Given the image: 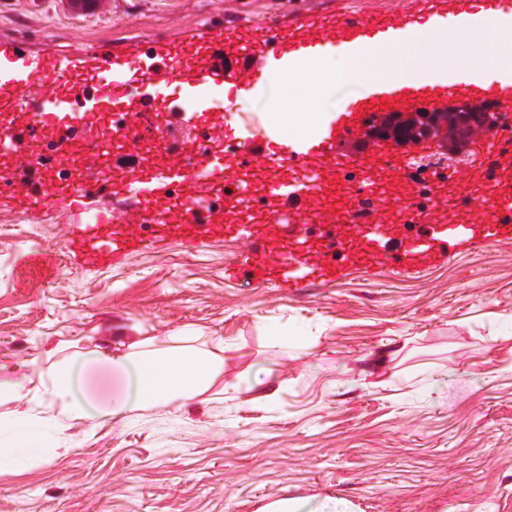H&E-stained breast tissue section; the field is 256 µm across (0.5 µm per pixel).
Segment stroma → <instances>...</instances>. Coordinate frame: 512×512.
I'll return each instance as SVG.
<instances>
[{
	"mask_svg": "<svg viewBox=\"0 0 512 512\" xmlns=\"http://www.w3.org/2000/svg\"><path fill=\"white\" fill-rule=\"evenodd\" d=\"M212 0H0V36L68 52L187 31ZM328 0H228L251 20ZM63 206H0V373L48 375L65 351L124 353L143 336L223 338L204 396L74 419L24 466L0 460V512H512V242L420 273L349 269L301 289L224 274L245 239L146 244L119 267L61 257ZM287 350L267 341L272 324ZM268 372L269 396L225 392ZM448 385H441L442 376Z\"/></svg>",
	"mask_w": 512,
	"mask_h": 512,
	"instance_id": "stroma-1",
	"label": "stroma"
}]
</instances>
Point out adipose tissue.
<instances>
[{"label": "adipose tissue", "mask_w": 512, "mask_h": 512, "mask_svg": "<svg viewBox=\"0 0 512 512\" xmlns=\"http://www.w3.org/2000/svg\"><path fill=\"white\" fill-rule=\"evenodd\" d=\"M484 49H477V42ZM466 32H419L416 41L408 47H396L382 54L364 57L326 58L318 62V69L329 75L330 81H344L353 77L365 78L373 72L395 78L408 70L439 61L442 66L479 67L487 70L512 64V35L484 36L483 40ZM112 368L119 375H130V390L113 393L105 404L94 405L75 394L78 370ZM224 369V359L217 350L196 347L191 337L172 336L165 344H157L150 336L131 345L121 355L112 357L102 350L89 351L56 364L49 377L32 380L28 377L0 375V395L24 402L40 396L58 401L62 413L51 424H43L23 415L10 432V443L16 452L13 462L23 463L30 449L40 447L44 429L62 430L67 421L96 412L115 419L139 411L188 401L209 391Z\"/></svg>", "instance_id": "obj_1"}]
</instances>
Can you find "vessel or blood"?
I'll return each mask as SVG.
<instances>
[{
  "mask_svg": "<svg viewBox=\"0 0 512 512\" xmlns=\"http://www.w3.org/2000/svg\"><path fill=\"white\" fill-rule=\"evenodd\" d=\"M420 24L476 35L492 25L512 30V7L406 0L389 13L341 6L246 22L219 6L200 33L148 47L101 43L77 55L0 39V174L11 183L0 197L27 208L64 203L75 226L63 253L86 269L123 263L149 241L191 250L246 217L247 251L229 269L278 288L332 283L361 265L420 272L463 245L511 240L512 66L489 74L429 64L395 81L373 75L363 96L307 128L290 150L269 137L249 139L245 164L224 151L225 99L263 78L309 77L308 63L336 51L360 57L407 44ZM457 102L486 109L492 121L474 127L466 168L435 182L425 217L399 223L411 202L412 156L366 141L365 129L390 111ZM149 108L199 131V145L186 141L155 157L139 130L106 133L103 115ZM48 142L59 148L45 162ZM349 167L360 171L361 193L344 182ZM255 192L265 209L251 216ZM463 196L471 206L460 207Z\"/></svg>",
  "mask_w": 512,
  "mask_h": 512,
  "instance_id": "vessel-or-blood-1",
  "label": "vessel or blood"
}]
</instances>
